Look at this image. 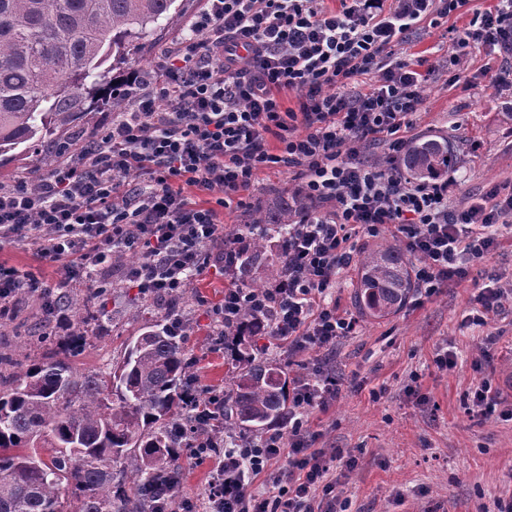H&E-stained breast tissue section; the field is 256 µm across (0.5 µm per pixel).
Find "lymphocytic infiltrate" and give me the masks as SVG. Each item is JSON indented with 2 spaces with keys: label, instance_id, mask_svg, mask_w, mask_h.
<instances>
[{
  "label": "lymphocytic infiltrate",
  "instance_id": "f902f5d3",
  "mask_svg": "<svg viewBox=\"0 0 512 512\" xmlns=\"http://www.w3.org/2000/svg\"><path fill=\"white\" fill-rule=\"evenodd\" d=\"M204 0L161 65L123 84L127 106L91 141L67 144L48 173L0 185V240L43 239L60 260L61 283L87 269L108 272L115 251L143 253L123 271L143 292L186 287L194 272L223 266L231 236L220 220L253 195L261 173L293 169L300 218L283 237V275L269 287L230 288L212 313L235 325L250 306L288 350L323 358L355 335L357 318L332 295L354 261L353 236H392L415 258L416 295L430 298L466 279L500 249V225L512 222V184L479 201H456L452 177L409 181L400 157L413 117L437 66L410 58V35L436 28L468 0ZM483 50L487 88L512 112V0L473 12L451 43L449 84L467 81L469 49ZM370 77L360 88V77ZM295 93L296 107L281 93ZM381 142L384 159L369 160ZM135 172L141 181L127 184ZM461 325L486 331L512 305V278L497 274L475 296ZM477 379L469 411L512 420V402L493 379L487 355L471 361ZM341 383L323 369L298 379L288 434L235 439L215 466L205 500L174 497L161 512H348L326 476L339 452L312 448L305 413L338 398ZM287 454V468L276 467ZM265 476L275 495L249 482Z\"/></svg>",
  "mask_w": 512,
  "mask_h": 512
}]
</instances>
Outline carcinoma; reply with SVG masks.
<instances>
[{"label": "carcinoma", "mask_w": 512, "mask_h": 512, "mask_svg": "<svg viewBox=\"0 0 512 512\" xmlns=\"http://www.w3.org/2000/svg\"><path fill=\"white\" fill-rule=\"evenodd\" d=\"M175 2L0 0V158L58 135L99 100L122 109L125 100L113 89L128 78L123 64L140 41L178 21ZM455 163L448 140H427L409 149L405 176L434 178ZM299 210L286 192L254 204L234 281L251 288L260 268L273 281L280 277L284 254L269 253L267 230H287ZM409 265L397 243L363 254L354 296L363 318L400 310L411 287ZM107 292L98 288L91 300L48 294L54 313L78 318L63 349L49 348L27 364L0 352V512H154L155 475L179 480L180 449L192 447L180 427L208 398L190 396L181 337L145 317L152 297L139 296L133 316L143 321L142 333L109 376L80 371L71 361L86 345V326L102 329L112 320ZM267 328L264 317L246 309L225 338L238 345ZM228 377L224 416L209 425L214 448L226 433L285 420L290 406L287 372L273 361L237 349Z\"/></svg>", "instance_id": "cac0c4a2"}]
</instances>
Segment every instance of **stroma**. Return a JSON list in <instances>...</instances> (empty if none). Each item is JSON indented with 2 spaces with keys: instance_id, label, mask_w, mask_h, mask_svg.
Returning a JSON list of instances; mask_svg holds the SVG:
<instances>
[{
  "instance_id": "1",
  "label": "stroma",
  "mask_w": 512,
  "mask_h": 512,
  "mask_svg": "<svg viewBox=\"0 0 512 512\" xmlns=\"http://www.w3.org/2000/svg\"><path fill=\"white\" fill-rule=\"evenodd\" d=\"M482 53L469 55V85L431 81L415 116V129L444 137L457 157V199L480 197L495 183L512 181V115L502 112L486 88ZM113 116L108 103H98L70 124L62 139H46L16 160L0 165V183L9 184L35 168H51L60 143L88 140ZM498 255L453 288L422 304L406 301L394 316L360 320L357 335L345 338L333 352L342 383L338 399L308 410L318 447L340 450L328 478L348 498L350 512H494L501 491L512 487V421L479 419L465 409L474 372L471 360L483 336L462 329L473 306L482 274L512 273V226L501 228ZM38 239L0 241V265L45 280L59 277L60 262L42 254ZM108 308L112 323L91 337L73 358L81 370L109 372L123 359L141 323L132 317L135 291L112 272ZM230 276L207 267L183 290L185 353L193 378L208 389L224 392L230 350L216 340L211 315L224 296ZM42 295L27 292L17 320L0 325V351L26 362L42 354L32 336L47 333L63 340L73 321L46 317ZM501 336L492 350L491 366L505 398L512 400V310L490 326ZM451 349L459 361L451 372L439 370L437 353ZM414 394H407V386ZM353 466H346L345 458Z\"/></svg>"
}]
</instances>
